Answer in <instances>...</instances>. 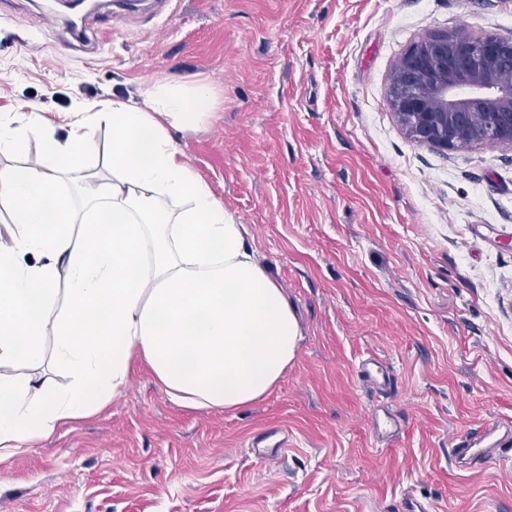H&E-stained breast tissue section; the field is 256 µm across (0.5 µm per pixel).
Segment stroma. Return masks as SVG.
I'll return each instance as SVG.
<instances>
[{
    "mask_svg": "<svg viewBox=\"0 0 512 512\" xmlns=\"http://www.w3.org/2000/svg\"><path fill=\"white\" fill-rule=\"evenodd\" d=\"M113 11L0 0V114L138 104L153 75L209 83L214 112L169 133L246 224L300 347L234 413L183 408L136 369L118 400L0 463V512H512V453L464 468L451 452L512 421V150L419 145L387 99L419 35L512 37V0ZM371 355L393 395L359 381ZM382 403L401 429L379 442Z\"/></svg>",
    "mask_w": 512,
    "mask_h": 512,
    "instance_id": "1",
    "label": "stroma"
}]
</instances>
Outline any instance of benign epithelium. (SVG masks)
<instances>
[{
    "instance_id": "1",
    "label": "benign epithelium",
    "mask_w": 512,
    "mask_h": 512,
    "mask_svg": "<svg viewBox=\"0 0 512 512\" xmlns=\"http://www.w3.org/2000/svg\"><path fill=\"white\" fill-rule=\"evenodd\" d=\"M388 101L407 135L440 150H512V38L428 33L393 68Z\"/></svg>"
}]
</instances>
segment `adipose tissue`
I'll return each mask as SVG.
<instances>
[{"instance_id": "ef3b65f1", "label": "adipose tissue", "mask_w": 512, "mask_h": 512, "mask_svg": "<svg viewBox=\"0 0 512 512\" xmlns=\"http://www.w3.org/2000/svg\"><path fill=\"white\" fill-rule=\"evenodd\" d=\"M214 107L207 83L156 76L141 105L69 113L62 137L37 109L0 116L1 154L42 144L0 170L12 222L0 234V462L117 399L136 356L194 410H238L283 379L300 340L293 309L168 132ZM95 122L112 127L108 181L84 164ZM49 338L62 389L14 374Z\"/></svg>"}]
</instances>
